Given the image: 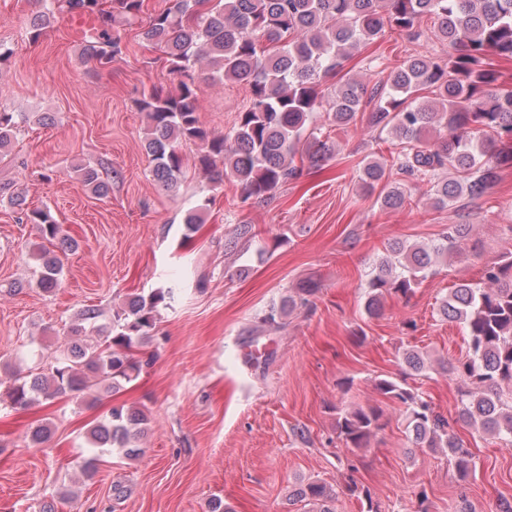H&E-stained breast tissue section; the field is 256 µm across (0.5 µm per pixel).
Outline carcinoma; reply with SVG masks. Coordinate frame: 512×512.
Masks as SVG:
<instances>
[{
	"label": "carcinoma",
	"instance_id": "cac0c4a2",
	"mask_svg": "<svg viewBox=\"0 0 512 512\" xmlns=\"http://www.w3.org/2000/svg\"><path fill=\"white\" fill-rule=\"evenodd\" d=\"M29 18L33 38L47 29L58 11L93 15L98 25L85 36L84 56L100 69L124 52L114 24L138 20L142 0H35ZM433 19L431 36L453 49L446 59L408 55L385 66L372 87L342 78L343 62L352 52L389 31L413 38L422 35L418 23ZM140 36L160 52L173 88L142 95L145 150L151 157L153 180L176 190L185 172L180 147L199 146L198 162L212 186L231 178L242 200L264 202L273 192L299 179L304 167L320 169L332 157V145L308 131L313 112H329L337 126L357 121L371 108L369 124L387 133L389 157L362 160L361 188L376 194L384 209H403L412 197L404 180L431 185L432 204L446 208L482 197L498 179V169L512 166V91L494 90L497 71L493 56L512 58V0H171L148 17ZM206 79L250 86V99L232 131L215 136L199 121L201 88L195 72ZM19 132L14 114L0 110V157L8 155ZM83 183L106 197L112 182L91 165H78ZM9 194L19 220L37 225L51 242L61 226L42 209H30L25 199ZM473 225L450 224L432 243L394 240L377 261L365 289V312L380 315L388 296L410 298L416 288L439 273V265L468 241ZM61 266L42 249L38 287L59 285ZM180 279L147 296L129 294L113 309L108 322L93 306L83 308L69 327L68 342L59 346L47 375L18 374L7 397L14 409H26L39 398L70 392H116L136 381L154 357L139 351L152 337L160 310L171 306ZM315 288L307 284L272 306L263 322L281 327V319L296 307L310 305ZM439 315L466 330V356L444 361L440 368L460 382L457 420L512 443V251L489 262L479 282L462 281L439 305ZM402 377L379 375L374 387L403 408L408 452L439 449L453 457L459 485L467 483L471 454L454 432L453 423L436 410L407 379L423 376L424 359L414 350L402 354ZM147 416L126 405L114 406L108 418L94 426L88 441L95 453L118 448L127 457L143 449ZM384 427L376 406L339 412L337 437L348 448H365ZM337 491L317 481L288 490V504L304 502L311 512H335Z\"/></svg>",
	"mask_w": 512,
	"mask_h": 512
}]
</instances>
